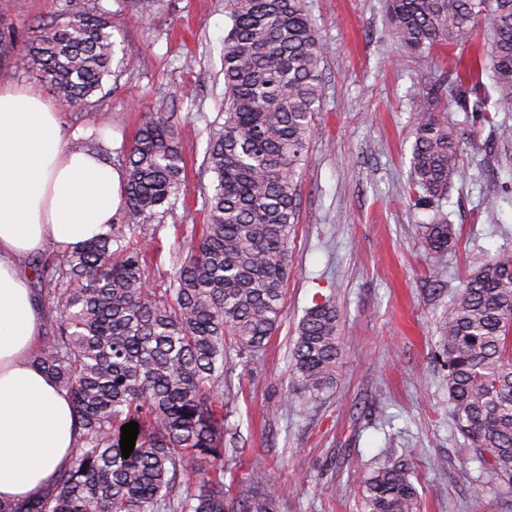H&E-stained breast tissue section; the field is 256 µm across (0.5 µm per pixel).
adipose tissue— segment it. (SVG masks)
Here are the masks:
<instances>
[{"label":"adipose tissue","mask_w":512,"mask_h":512,"mask_svg":"<svg viewBox=\"0 0 512 512\" xmlns=\"http://www.w3.org/2000/svg\"><path fill=\"white\" fill-rule=\"evenodd\" d=\"M122 175L66 146L58 112L32 88H0V498L41 494L72 461V404L33 360L42 316L19 267L100 236Z\"/></svg>","instance_id":"1"}]
</instances>
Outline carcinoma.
Listing matches in <instances>:
<instances>
[{
  "label": "carcinoma",
  "instance_id": "1",
  "mask_svg": "<svg viewBox=\"0 0 512 512\" xmlns=\"http://www.w3.org/2000/svg\"><path fill=\"white\" fill-rule=\"evenodd\" d=\"M224 122L208 129L207 221L173 263L167 288H148L156 253L142 236L173 208L184 181L185 145L171 115L142 114L124 153V223L52 261L37 275L55 317L35 360L70 397L77 448L40 497L0 501V512H277L278 494L236 501L224 494V381L242 353L256 354L284 314L288 250L298 216L297 177L322 101L323 44L305 0H225ZM393 37L411 55L440 56L483 33L477 62L455 72L440 104L418 100L409 202L448 195L459 143L435 117L455 107L485 117L489 64L495 103L512 112V0H388ZM16 68L58 99L85 107L110 73L112 18L91 10L37 26L23 44L1 43ZM431 258L454 248L455 225H422ZM336 306L318 302L297 327L289 390L316 399L336 383L341 356ZM456 430L512 498V256L465 277L439 325ZM238 354H232V351ZM139 433L128 458L121 427ZM410 468L362 477L367 512H419Z\"/></svg>",
  "mask_w": 512,
  "mask_h": 512
}]
</instances>
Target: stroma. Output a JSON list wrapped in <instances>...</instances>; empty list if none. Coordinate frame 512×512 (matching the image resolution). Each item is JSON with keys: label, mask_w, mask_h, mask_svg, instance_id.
Instances as JSON below:
<instances>
[{"label": "stroma", "mask_w": 512, "mask_h": 512, "mask_svg": "<svg viewBox=\"0 0 512 512\" xmlns=\"http://www.w3.org/2000/svg\"><path fill=\"white\" fill-rule=\"evenodd\" d=\"M0 0V37L29 40L62 11L112 18L116 54L92 107L55 102L67 145H104L114 167L141 114H171L186 145V175L167 228L152 244L168 263L181 252L179 224L206 220L203 131L223 111L224 0ZM324 47L323 98L299 181L283 320L258 359L232 375L238 391L224 418L228 498L278 492L277 512H364L366 473L410 451L420 512H512L448 413L439 323L465 276L497 253L512 255V112L489 121L448 112L461 149L447 199L408 203L416 99L448 84L458 59L406 53L387 20L386 0H306ZM461 228L458 245L432 262L422 225ZM328 300L340 311L341 358L332 390L309 400L289 393L287 365L305 311Z\"/></svg>", "instance_id": "stroma-1"}]
</instances>
